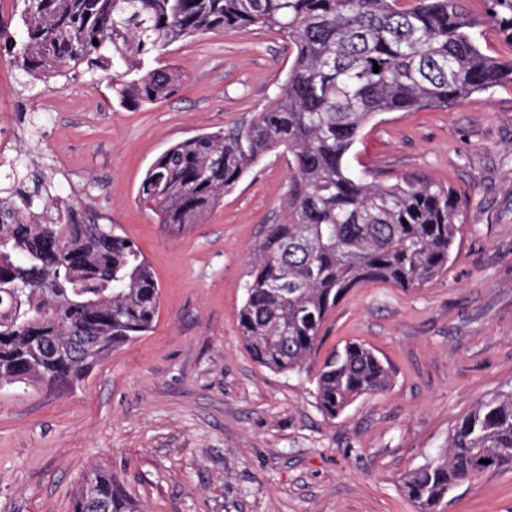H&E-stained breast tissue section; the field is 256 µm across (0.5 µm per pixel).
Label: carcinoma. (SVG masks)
<instances>
[{
	"instance_id": "carcinoma-1",
	"label": "carcinoma",
	"mask_w": 512,
	"mask_h": 512,
	"mask_svg": "<svg viewBox=\"0 0 512 512\" xmlns=\"http://www.w3.org/2000/svg\"><path fill=\"white\" fill-rule=\"evenodd\" d=\"M19 26L0 23L12 63L35 80L109 71L120 103L152 104L180 74L152 67L165 47L249 26L286 36L293 60L276 99L240 126L202 133L162 153L138 200L161 224H194L267 154H288L285 217L264 225L239 313L242 340L278 373L309 369L336 303L365 281L420 288L448 269L462 204L433 182L386 183L351 170L363 127L383 112L439 107L512 85V60L485 54L468 0H20ZM485 19L512 44V0H484ZM98 44H93V41ZM379 72H373L374 65ZM27 196H0V384H76L110 350L149 332L160 307L151 268L82 201L51 222ZM391 370L356 342L335 348L315 376L321 413L336 418L383 390ZM512 467V389L480 401L403 489L436 512L458 484ZM72 512H141L105 471Z\"/></svg>"
}]
</instances>
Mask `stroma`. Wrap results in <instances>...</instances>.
<instances>
[{
	"label": "stroma",
	"instance_id": "35a3bbf8",
	"mask_svg": "<svg viewBox=\"0 0 512 512\" xmlns=\"http://www.w3.org/2000/svg\"><path fill=\"white\" fill-rule=\"evenodd\" d=\"M154 66L173 95L120 104L110 72L27 81L0 53V188L49 184L112 222L150 265L153 330L98 360L72 387L0 388V512H72L78 486L107 470L142 512H420L402 488L483 398L512 388V85L363 129L353 170L431 181L461 199L448 269L405 290L369 280L330 311L312 366L345 342L378 350L391 386L338 417L306 374L257 363L238 329L251 249L284 218L288 158L270 154L197 223H159L138 201L167 148L268 106L288 41L254 27L171 45ZM439 512H512V468L449 492Z\"/></svg>",
	"mask_w": 512,
	"mask_h": 512
}]
</instances>
